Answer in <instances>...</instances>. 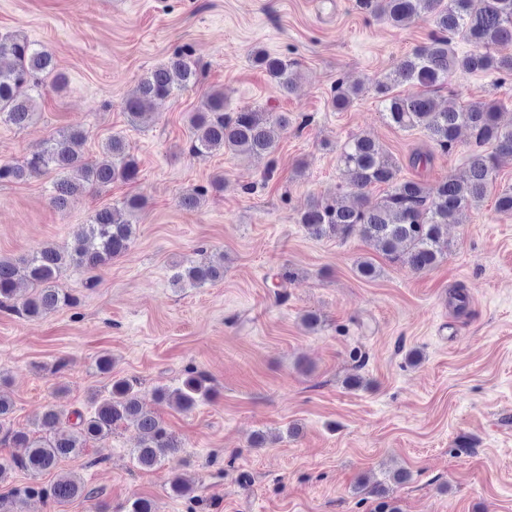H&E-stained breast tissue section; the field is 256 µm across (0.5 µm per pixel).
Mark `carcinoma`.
<instances>
[{
	"label": "carcinoma",
	"mask_w": 512,
	"mask_h": 512,
	"mask_svg": "<svg viewBox=\"0 0 512 512\" xmlns=\"http://www.w3.org/2000/svg\"><path fill=\"white\" fill-rule=\"evenodd\" d=\"M358 6L385 17L400 28L422 11L432 13L435 32L427 43L403 57L391 75L375 82V92L383 104V118L399 129L421 128L442 150L451 149L461 130L470 132L475 149L468 157L465 178L450 177L436 185L421 180L398 178L399 167L383 148L367 136H355L346 143L340 162L349 175L348 204L312 200L299 223L315 238L343 236L353 227L361 228L391 262H401L416 270H427L442 257L439 243L448 225L459 223L463 212L476 208L490 192L498 158L512 156V127L500 122L498 105L471 102L459 109H440L433 93L457 74H512V56L501 57L492 47L512 43V0H357ZM470 43L478 51L460 54L453 39ZM251 60L263 68L284 90L293 88L296 72L288 63L261 48L251 51ZM199 77L196 62L183 54L148 72L125 98L123 110L130 123H137L156 100L195 84ZM65 85L54 56L27 41L0 43V121L25 127L33 120L35 99L32 91L44 79ZM412 87L406 94H393L397 85ZM361 88L336 86L332 102L347 108ZM189 152L205 157L218 150L248 155H270L277 145V129L288 126V116L270 118V113L243 107L228 112L224 92L212 91L200 107L188 115ZM83 131L70 129L46 141L45 148L28 156L21 164H0V183L23 181L57 170L64 173L53 186L51 201L58 209L70 206L89 187L107 186L115 181L137 178L139 167L120 135L111 136L100 160L87 162L77 151ZM492 146L487 151L486 146ZM387 184L391 190L379 201H372L369 188ZM144 208V200L131 196L112 208L98 210L86 231L73 243L60 249L46 245L29 256L0 257V306L14 299L18 276H24L33 292L16 312L27 317H42L74 304V298L58 288L63 273L72 266L98 269L122 257L131 247L136 233L131 217ZM224 280V259H204L198 263L172 264L173 287L202 288ZM214 388L206 374L189 370L181 385L170 390L158 388V402L171 401L184 410L210 400ZM93 412L76 414L72 421L49 408L41 415L39 436L6 426L12 411L11 400L0 391V441L19 452L0 459V480L11 470H21L36 478L58 468L61 462L83 454L91 439H104L125 423H133L141 434L132 451L142 468H153L175 454L182 443L165 428L161 420L143 412L139 383L129 378L112 379L107 397L94 399ZM171 492L188 497L194 481L178 476ZM42 495L56 505L93 492L70 475L61 474L43 490L26 486L0 498V512H21L30 496Z\"/></svg>",
	"instance_id": "carcinoma-1"
}]
</instances>
